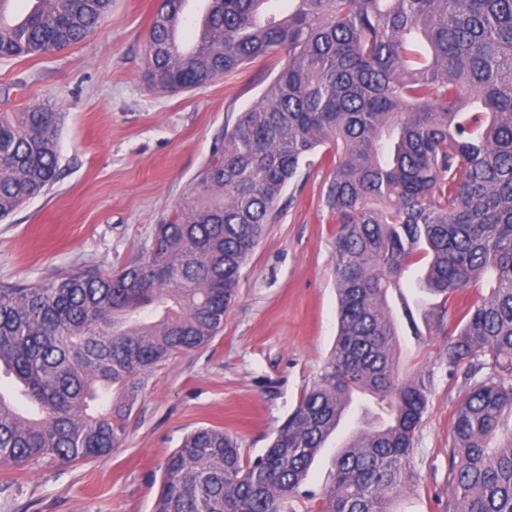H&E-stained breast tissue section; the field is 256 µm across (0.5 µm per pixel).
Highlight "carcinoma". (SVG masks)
<instances>
[{
	"label": "carcinoma",
	"mask_w": 512,
	"mask_h": 512,
	"mask_svg": "<svg viewBox=\"0 0 512 512\" xmlns=\"http://www.w3.org/2000/svg\"><path fill=\"white\" fill-rule=\"evenodd\" d=\"M0 0V56H42L93 34L112 0ZM209 0L206 33L168 51L186 0H162L148 37L151 86L187 91L282 60L224 131L156 250L108 275L84 270L0 286V462L73 464L125 440L158 367L224 329L241 270L287 187L319 150L332 168L338 334L318 377L266 451L220 427L188 433L163 465L153 512H395L421 480L415 441L433 379L398 374L389 298L415 264L442 298L448 368L465 394L448 446L443 512H512V0ZM60 114L0 112V221L57 178ZM493 286L467 303L484 277ZM356 392L388 420L347 441L330 486L301 490Z\"/></svg>",
	"instance_id": "cac0c4a2"
}]
</instances>
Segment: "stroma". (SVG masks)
Wrapping results in <instances>:
<instances>
[{
    "instance_id": "35a3bbf8",
    "label": "stroma",
    "mask_w": 512,
    "mask_h": 512,
    "mask_svg": "<svg viewBox=\"0 0 512 512\" xmlns=\"http://www.w3.org/2000/svg\"><path fill=\"white\" fill-rule=\"evenodd\" d=\"M158 0H112L85 41L59 53L0 60V112L36 105L60 114L59 172L52 186L0 222V285L33 286L56 275L104 274L144 257L239 112L269 79L249 68L193 91L162 92L145 79L147 38ZM327 162L303 168L241 271L224 329L205 347L157 368L110 455L69 465L0 463V512H152L162 467L183 437L224 428L244 454L268 448L317 378L336 338V226L320 204ZM399 370L433 376L431 405L415 450L422 480L399 512H441L448 442L462 398L449 376L448 338L400 330ZM379 408L353 405L311 465L294 512L333 478L342 443Z\"/></svg>"
}]
</instances>
